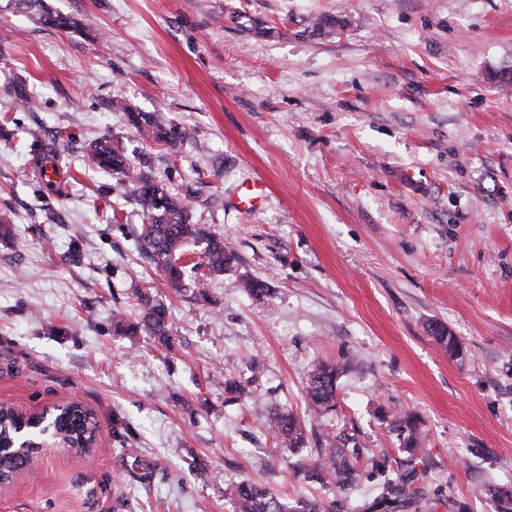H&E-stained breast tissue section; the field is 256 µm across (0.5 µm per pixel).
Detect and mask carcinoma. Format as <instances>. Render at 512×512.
<instances>
[{
  "mask_svg": "<svg viewBox=\"0 0 512 512\" xmlns=\"http://www.w3.org/2000/svg\"><path fill=\"white\" fill-rule=\"evenodd\" d=\"M24 10H39L42 24L59 30L78 32L80 24L68 15L53 12L42 0H14ZM10 95L27 109L34 108L36 98L30 95L25 82L17 81L10 87ZM116 109L126 113L129 125L158 145L175 147L192 137L185 128L177 127L159 111L137 112L120 103ZM91 159L96 166L116 175L120 183L131 185V194L141 205V224L135 229L140 250L158 268L173 288L183 287L186 270L178 259L183 247L190 243L204 245V262L208 271L222 273L237 261L232 246L211 231L206 224L191 221L187 204L173 195L164 180L131 162L124 147L112 136H103L89 145ZM140 319L130 320L125 315L112 319V330L117 336H137L146 332L161 346L172 347L173 338L165 320V310L149 295L140 296ZM347 361L318 363L307 379L305 397L309 414L318 418L336 410V382L347 369ZM382 419L389 432L396 435L399 449L406 454L399 460L387 455H363L355 438H338L323 431L316 433L325 447L316 449L310 462L300 465L298 472L307 481L332 486L345 493L363 481L378 480L377 493L367 500L362 512H436L442 506L460 512L463 506L451 498L429 496L427 487V451L423 448L425 436L418 417L408 411H382ZM268 430L273 438L287 448H302L308 442L306 424L294 414L277 408L266 411ZM62 435L85 450L97 430L94 415L79 403L57 419ZM233 505V512H339L338 503L318 500H298L293 504L280 499L270 489L243 481L225 493Z\"/></svg>",
  "mask_w": 512,
  "mask_h": 512,
  "instance_id": "obj_1",
  "label": "carcinoma"
}]
</instances>
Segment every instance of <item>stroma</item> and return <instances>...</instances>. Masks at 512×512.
<instances>
[{"label": "stroma", "mask_w": 512, "mask_h": 512, "mask_svg": "<svg viewBox=\"0 0 512 512\" xmlns=\"http://www.w3.org/2000/svg\"><path fill=\"white\" fill-rule=\"evenodd\" d=\"M45 3L83 32L0 0V404L80 402L100 446L39 458L0 512H232L224 489L242 480L335 499L296 477L309 449L278 447L262 421L303 415L312 367L343 357L322 428L394 456L381 413L410 410L431 492L496 512L487 485L512 490V0ZM15 81L36 110L14 102ZM119 100L191 140L151 143ZM106 134L232 245L212 276L202 246L180 256L207 300L142 257L139 206L85 150ZM57 139L55 190L38 157ZM253 179L266 199L244 212ZM141 291L163 303L174 350L114 335ZM217 367L246 394L213 385ZM120 448L152 478L125 471Z\"/></svg>", "instance_id": "35a3bbf8"}]
</instances>
